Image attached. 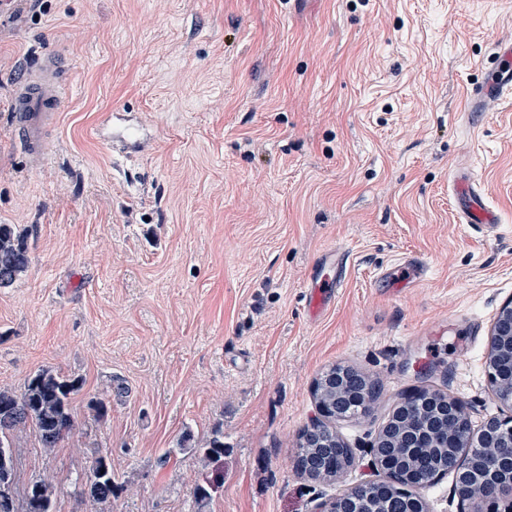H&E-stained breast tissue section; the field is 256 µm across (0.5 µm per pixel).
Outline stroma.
I'll return each mask as SVG.
<instances>
[{"instance_id": "1", "label": "stroma", "mask_w": 512, "mask_h": 512, "mask_svg": "<svg viewBox=\"0 0 512 512\" xmlns=\"http://www.w3.org/2000/svg\"><path fill=\"white\" fill-rule=\"evenodd\" d=\"M509 41L512 0H0V224L29 231L31 257L0 288V389L43 368L84 381L58 447L15 433L18 512L40 481L56 512H317L377 480L368 449L406 392L463 399L476 430L511 415L486 360L512 298V99L462 109ZM47 46L69 89L36 169L10 94ZM111 111L142 152L103 144ZM462 165L498 228L461 223ZM333 251L347 276L315 316ZM335 365L378 396L335 424L353 465L313 480L294 459ZM102 454L108 503L85 486ZM338 287V281L332 279H319L317 276L311 279L308 286L309 310L313 315H319L329 308L335 296V288Z\"/></svg>"}]
</instances>
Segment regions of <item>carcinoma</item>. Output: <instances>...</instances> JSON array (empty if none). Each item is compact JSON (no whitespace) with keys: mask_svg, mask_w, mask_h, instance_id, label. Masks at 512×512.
Returning <instances> with one entry per match:
<instances>
[{"mask_svg":"<svg viewBox=\"0 0 512 512\" xmlns=\"http://www.w3.org/2000/svg\"><path fill=\"white\" fill-rule=\"evenodd\" d=\"M29 232L14 224H0V288L10 287L29 267ZM83 388V379L63 375L50 369H41L27 380L24 390L16 394L0 390V481L3 480L4 463H12L11 453L14 432L27 426L35 429L44 448L58 446L65 434L75 426L71 402ZM322 437L299 449L296 466L307 477L318 478L317 472L307 466V461L338 453L335 461L338 468L351 466L348 448L336 450L318 446L319 441H336V432L321 424ZM425 454L436 469L455 467L468 469L483 456V449L427 448ZM90 496L95 500L112 499V465L89 486Z\"/></svg>","mask_w":512,"mask_h":512,"instance_id":"1","label":"carcinoma"}]
</instances>
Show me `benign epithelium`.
Segmentation results:
<instances>
[{
	"label": "benign epithelium",
	"mask_w": 512,
	"mask_h": 512,
	"mask_svg": "<svg viewBox=\"0 0 512 512\" xmlns=\"http://www.w3.org/2000/svg\"><path fill=\"white\" fill-rule=\"evenodd\" d=\"M487 354L488 379L496 398L512 408V299L506 302L492 329ZM318 413L341 419L348 401L363 410L369 405L365 391L341 377H323L314 385ZM395 416L369 448L372 464L385 475L382 481L353 488L321 504L318 512H381L374 495L399 494L407 512H428L419 493V470L400 458L402 448H482L485 460L460 474L455 491L461 502L479 499L488 507L473 512H498L496 504L508 501L512 512V414L487 420L473 436L466 403L435 391L415 389L394 409Z\"/></svg>",
	"instance_id": "benign-epithelium-1"
}]
</instances>
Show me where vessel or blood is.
<instances>
[{
  "label": "vessel or blood",
  "mask_w": 512,
  "mask_h": 512,
  "mask_svg": "<svg viewBox=\"0 0 512 512\" xmlns=\"http://www.w3.org/2000/svg\"><path fill=\"white\" fill-rule=\"evenodd\" d=\"M490 53L496 65L483 81L467 86L465 111L493 112L503 99L512 96V43L492 44ZM64 93L61 59L52 52H43L38 65L25 70L14 83V130L34 165H43L49 155L45 132L58 118ZM454 196L465 223L497 226V215L486 201L483 186L471 179L467 169L459 171ZM337 286L334 279L312 278L308 294L311 314L318 315L329 308Z\"/></svg>",
  "instance_id": "1"
}]
</instances>
